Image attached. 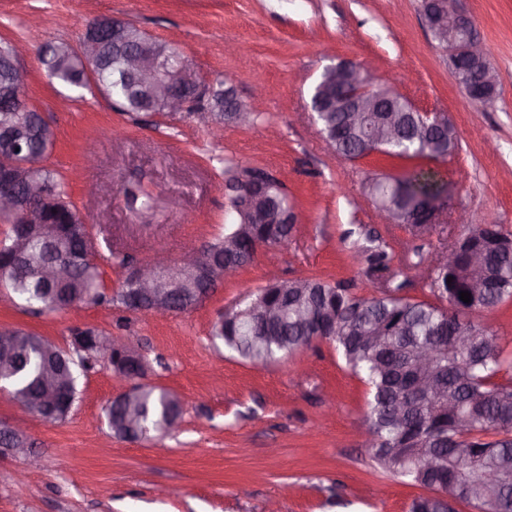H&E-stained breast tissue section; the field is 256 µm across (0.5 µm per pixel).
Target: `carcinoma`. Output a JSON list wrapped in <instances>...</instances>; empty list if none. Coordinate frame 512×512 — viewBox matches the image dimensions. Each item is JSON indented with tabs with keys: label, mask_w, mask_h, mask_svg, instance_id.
I'll use <instances>...</instances> for the list:
<instances>
[{
	"label": "carcinoma",
	"mask_w": 512,
	"mask_h": 512,
	"mask_svg": "<svg viewBox=\"0 0 512 512\" xmlns=\"http://www.w3.org/2000/svg\"><path fill=\"white\" fill-rule=\"evenodd\" d=\"M58 50L42 58L53 77L75 88H85L81 62ZM100 54L106 60L96 86L121 111L131 117L140 113V104L128 87L120 82L119 71L112 70V39L104 35ZM16 100L13 87L0 74V123H12L26 116L24 112H4ZM39 134L20 142L19 150L31 159L53 148L54 132L44 119L33 115ZM325 140L333 142L336 154L365 158L361 141L336 120V113L319 117ZM381 154L390 158L435 159L440 155L436 141L413 139L409 126H404L402 140L384 146ZM33 177L51 188L58 205L49 215L55 224L75 228L60 245L70 253L89 248L87 224L67 200L63 182L55 170L44 165L33 170ZM446 190L435 170L414 169L405 176H375L368 180L365 192L373 204L381 203L396 209L401 197L437 196ZM126 206L140 214L154 208V198L140 187L124 188ZM371 272L389 268L388 253L379 246L363 250ZM50 259L47 245L35 239L25 249L20 261L11 259L0 265V287L10 290L32 313L60 310L67 299L58 284L38 276V269ZM482 266L485 278L494 287L468 289L471 302L460 300L461 289L453 295L456 305L445 302L437 288L439 269L429 276L428 288L436 301L415 300L400 295L401 286L383 288L370 299L358 296L348 282L330 284L313 277H304L262 288L251 300L262 299L278 309V322L269 336L254 338L248 332L247 318L240 315L246 307L224 314V324L215 325L212 335L241 359L253 364H266L291 356L311 346V337L297 320V315L310 309L331 308L336 320L328 327L325 341L335 345L356 374L364 376L371 389L367 423L369 447L375 465L403 477L417 487L430 491L415 498L410 512H456V505L467 504L476 512H512V382L500 383L497 378L512 372V355L507 353L497 334L474 320V317L498 305L512 301V251L473 254L463 260ZM72 282L84 289L81 301L86 304L122 303L128 281H123L115 295L104 292L100 266L94 261L80 260L71 266ZM455 330L466 336V343L456 345L445 338ZM21 337L14 364L0 369V379L11 388L13 397L29 412L33 402L43 395V369L47 356L56 355L59 366L68 369L69 387L58 403L64 414L78 398L75 367L88 370L92 358L82 352H69L45 346L32 334L13 331ZM371 340L363 342V335ZM433 353L425 376L434 389L419 401L407 404L398 389L400 378L416 372L417 350ZM139 414L133 437L147 438L153 432L171 429L181 417L179 401L166 389L142 387L135 400ZM126 405L111 402L106 418L116 435L124 433L122 424Z\"/></svg>",
	"instance_id": "obj_1"
}]
</instances>
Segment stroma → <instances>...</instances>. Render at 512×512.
<instances>
[{
    "label": "stroma",
    "mask_w": 512,
    "mask_h": 512,
    "mask_svg": "<svg viewBox=\"0 0 512 512\" xmlns=\"http://www.w3.org/2000/svg\"><path fill=\"white\" fill-rule=\"evenodd\" d=\"M490 48L498 95L482 106L466 97L448 57L424 25L421 0H0V39L29 52L25 100L50 123L45 166L61 175L89 224L106 293L129 263L159 250L171 259L223 237L232 221L227 168L256 167L282 180L297 232L263 247L195 309L163 318L116 304H78L30 314L0 292V329L19 328L67 347L73 328L132 337L148 365L146 384L182 403L171 434L123 440L105 408L123 391L104 357L80 379L65 422L28 418V436L46 464L25 469L0 453V512H408L419 487L377 469L364 444L369 388L335 346L317 341L267 365L243 362L211 337L219 316L275 282L318 277L378 291L359 249L383 242L389 275L404 296L428 299L423 278L468 228L512 232V0H463ZM118 17L180 47L207 86L233 89L254 114L250 125H213L206 105L180 117L131 119L95 88L49 77L47 42L78 45L90 21ZM340 59L367 65L373 87L390 88L425 112H444L459 149L441 174L448 185L443 223L425 230L381 224L363 191L368 177L403 175L407 160L337 156L309 111L313 83ZM98 132V167L84 161L85 133ZM111 183L112 196L92 194ZM141 185L155 212L140 215L121 190Z\"/></svg>",
    "instance_id": "stroma-1"
}]
</instances>
